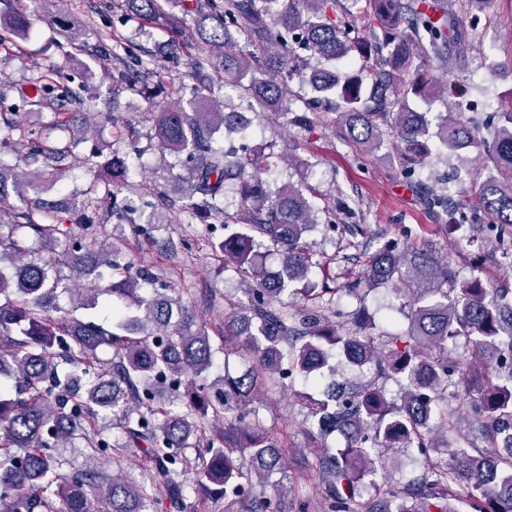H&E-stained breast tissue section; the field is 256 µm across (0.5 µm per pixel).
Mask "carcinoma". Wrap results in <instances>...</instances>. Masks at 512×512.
Returning a JSON list of instances; mask_svg holds the SVG:
<instances>
[{"label": "carcinoma", "mask_w": 512, "mask_h": 512, "mask_svg": "<svg viewBox=\"0 0 512 512\" xmlns=\"http://www.w3.org/2000/svg\"><path fill=\"white\" fill-rule=\"evenodd\" d=\"M0 9V42L25 36L26 9ZM491 0H95L103 19L113 14L146 25L159 19L183 37L187 65L196 79L186 106L153 105L160 164L174 157L186 171L188 203L183 222L198 208L224 226L214 249L247 283V302L224 313V354L245 370L212 374L215 349L203 325L185 313L180 292L148 266L123 260L106 245L97 225L72 222L74 212L100 215L112 189L131 172L116 154L92 163L93 181L80 201L28 199L32 181L19 174L26 160H59L73 147L53 121L32 125L13 112L0 127V512H148L153 491L164 486L176 512H198L200 499L219 496L224 512H286L279 490L263 491L283 468V445L267 432L254 403L285 381L315 380L336 366L352 377L316 398L298 396L308 409L314 470L325 484L321 512H512V289L480 276L459 281L446 262L420 248L384 245L369 254L361 272L338 288L312 281L310 233L317 214L297 186L272 193L266 175L274 152L266 147L227 151L215 132L238 131L237 111L209 99L214 72L224 83L246 75L240 101L248 111H292L288 82L305 78L314 96L305 111L338 114L349 140L366 153L383 143V127L401 143L398 161L411 172L433 149L456 153L480 148L489 174L475 182L480 215L448 207L429 194L426 205L449 216L457 232L484 224L493 251L512 258V90L503 95L486 133L462 112H451L430 131L423 106L456 93L454 83L480 36ZM245 38L251 50L238 48ZM307 51L310 56L302 55ZM106 55L114 86L155 79L154 96L168 94L160 80L171 54L160 58L133 40L112 34ZM360 69L338 66L352 57ZM316 62H311V59ZM446 65V77L427 62ZM85 89L55 67L18 91L20 106L52 97L84 103ZM237 182V214L224 211V189ZM12 186L18 203L9 201ZM278 252L277 273L265 270L264 242ZM68 268L69 274L62 273ZM303 284L315 300L342 292L359 302L352 312L327 315L316 304L296 307L290 297ZM379 287L406 300V331L383 336L365 301ZM69 295L72 309L58 298ZM107 295L112 323L79 319ZM466 338L471 350L459 352ZM402 384L387 398L383 387L362 381L364 369ZM464 391L457 405L448 388ZM120 421L122 441L103 433ZM211 434H206L207 429ZM344 438L331 451L327 439ZM90 450L83 466L61 471L67 449ZM122 448H141L152 461L140 477L125 468ZM198 466L196 499L186 496L182 473L187 450ZM248 451L250 469L237 463ZM446 457H441V454ZM421 463L406 482L378 485L372 476L396 456ZM112 462V476L98 463ZM375 499H364L367 487Z\"/></svg>", "instance_id": "cac0c4a2"}]
</instances>
